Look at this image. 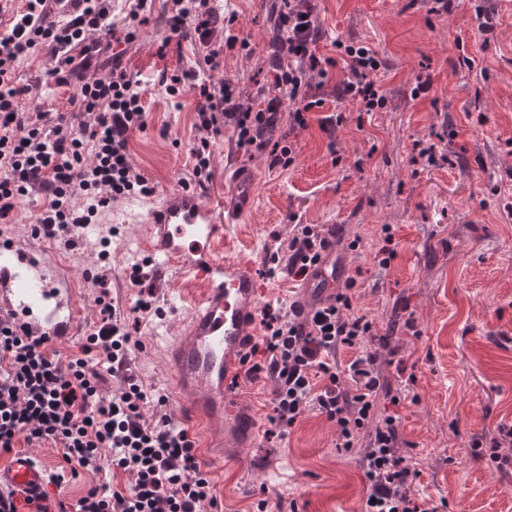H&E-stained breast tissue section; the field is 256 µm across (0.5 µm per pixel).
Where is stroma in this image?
<instances>
[{
    "instance_id": "obj_1",
    "label": "stroma",
    "mask_w": 512,
    "mask_h": 512,
    "mask_svg": "<svg viewBox=\"0 0 512 512\" xmlns=\"http://www.w3.org/2000/svg\"><path fill=\"white\" fill-rule=\"evenodd\" d=\"M236 12L234 32L248 49L226 55L220 78L237 86L246 104H258L260 87L271 86L266 60L274 36L272 0H223ZM325 38L320 54L335 55L334 41L366 45L378 52L381 67L373 78L385 91L383 109L362 116L356 104L328 99L308 114V126L280 125L275 139L297 145L294 163L269 169L264 158L238 153L230 133L212 139L214 203L236 204L237 172L257 180L255 199L240 223L230 225L224 253L255 262L261 304L288 307L300 283L286 267L269 273L266 258L286 248L293 222L317 224L335 232L345 275L357 276L356 311L376 322L386 343L371 342L382 375L401 388L398 365L415 381L411 397L399 407L379 400L378 413L398 412L401 452L421 475L416 490L438 505V512H512V474L474 461L472 439L490 440L499 423L512 422V0H459L450 14L428 13L408 0H312ZM494 11V30L482 33L476 11ZM169 0H154L149 24L137 26L123 58L129 73L146 80L149 112L144 131L132 134L130 160L157 191L192 178L190 149L197 98L184 94L179 104L165 95L160 74H174L194 59L191 41L167 26ZM473 68L461 66L463 58ZM53 62L39 51L18 68L29 87L22 106L71 108L75 85H56L47 72ZM430 88L412 90L418 78ZM344 113L346 121L328 136L325 116ZM442 136L450 161L425 169L414 165L415 145ZM150 197L121 199L100 212L95 228L74 247L58 241L77 274L86 311L77 334L60 345L62 359L79 354L98 320L97 290L87 272L99 266L102 227L116 228L109 248L108 274L123 310L139 290L128 275L148 257L147 227L137 216ZM390 225L397 257L381 267L374 256L382 245L381 227ZM359 240L358 250L348 244ZM161 314L140 316L129 330L138 346L131 371L148 390L163 394L171 381L166 339L185 322L168 310L166 296L184 294L175 272L152 278ZM414 319L415 331L404 327ZM336 428L316 412H306L280 435L258 434L239 455H225L221 475L212 482L223 512H362L367 484L362 458L369 441L336 450ZM50 471L64 474L56 498L72 505L87 489V472L71 476L61 456L35 448Z\"/></svg>"
}]
</instances>
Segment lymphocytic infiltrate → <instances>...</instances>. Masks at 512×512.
I'll return each instance as SVG.
<instances>
[{
	"label": "lymphocytic infiltrate",
	"instance_id": "f902f5d3",
	"mask_svg": "<svg viewBox=\"0 0 512 512\" xmlns=\"http://www.w3.org/2000/svg\"><path fill=\"white\" fill-rule=\"evenodd\" d=\"M278 38L271 47L272 92L258 108L244 106L235 86L204 80L205 71L221 67L225 53L239 39L231 29L235 16L216 12L211 0H174L173 33H191L203 46L200 66L161 77L168 96L197 93L198 138L191 149L197 184L211 178L210 139L232 127L247 154L266 156L269 168L294 160L293 145L272 142L281 122L308 125L307 115L323 107L318 92L331 88L337 97L363 103L365 111L384 108L387 96L374 80L378 54L365 46H344L341 58L318 52L323 38L308 0H274ZM147 0H133L127 16L116 14L112 0H19L0 7V218L8 217L27 197L43 205L34 236L76 242L110 201L148 196L155 188L130 163L129 138L147 126L140 79L127 74L117 40L123 18L137 19ZM44 48L56 81L79 80L76 110L23 111L26 92L15 67L35 48ZM107 75H99V68ZM341 79H334V70ZM324 241L316 224H298L288 242V272L306 275ZM98 290L99 327L87 336L79 355L61 361L49 338L31 335L0 318V457L19 445L50 444L63 460L96 473L120 470L130 477L124 489L102 482L89 486L73 512H200L216 506L217 497L194 452L189 432L168 416L148 422L149 404L166 405L130 372L132 336L103 274L93 276ZM357 284L346 277L335 296L310 311L265 307L262 334L245 356L247 375L269 376L275 383L271 425L287 433L305 412L334 423L336 448L351 451L366 426L374 431L364 456L368 500L364 512H437L416 496L418 472L396 453L399 419L377 417L380 397L400 404V394L382 382L374 358L365 352L376 337L368 315L354 311ZM354 355L339 361V351ZM124 374L110 395L101 385L113 363Z\"/></svg>",
	"mask_w": 512,
	"mask_h": 512
}]
</instances>
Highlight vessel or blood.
Returning a JSON list of instances; mask_svg holds the SVG:
<instances>
[{
    "label": "vessel or blood",
    "instance_id": "1",
    "mask_svg": "<svg viewBox=\"0 0 512 512\" xmlns=\"http://www.w3.org/2000/svg\"><path fill=\"white\" fill-rule=\"evenodd\" d=\"M243 216L240 209L219 215L197 186L163 192L143 216L157 274L173 267L182 279L205 287L187 306L186 324L168 346L175 416L200 437L204 450L217 438L255 440L259 428L257 415L239 410L238 389L244 356L256 339L260 290L243 262L218 253L225 225ZM338 275L331 243L304 279V306L330 299ZM75 282L72 268L50 247L14 242L0 250V315L32 335L65 342L81 323ZM50 486L49 471L33 455H16L0 468V489L14 491L19 512H36L37 505L46 504Z\"/></svg>",
    "mask_w": 512,
    "mask_h": 512
}]
</instances>
